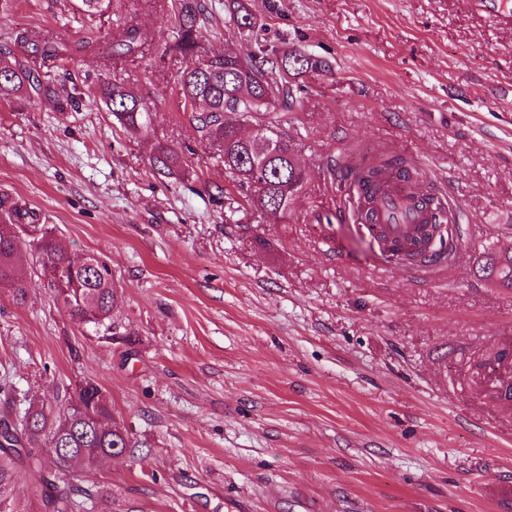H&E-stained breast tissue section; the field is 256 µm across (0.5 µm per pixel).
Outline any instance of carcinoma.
Masks as SVG:
<instances>
[{
	"mask_svg": "<svg viewBox=\"0 0 512 512\" xmlns=\"http://www.w3.org/2000/svg\"><path fill=\"white\" fill-rule=\"evenodd\" d=\"M208 2L181 0L177 48L188 63L177 79L178 94L181 103L191 108L197 131L221 148L224 170L237 182L247 204L261 214L272 213L275 222L281 223L292 211L307 172L298 162L288 134L266 122L264 116L277 108L293 109L295 95L288 78L324 71L326 64L302 49L288 47L269 50L259 46L261 55L273 57L262 68L251 56L230 51L210 53L200 36ZM77 4L79 12L94 16L104 13L110 0H77ZM225 7L239 34L257 35L258 21L246 0H227ZM144 42L136 27L125 29L119 39L105 45L84 40L71 44L54 37L31 40L18 33L15 49L0 55V98L8 99L21 91L38 97L53 93L49 83L31 67L32 59L63 61L84 51L122 59L138 54ZM100 90L108 111L122 126L135 133L148 131L150 107L144 98L106 77L100 80ZM229 114L251 121L253 133L242 135L238 124L227 119ZM182 164L183 151L174 145L158 146L151 160V167L159 174L170 175ZM389 171L410 183V169L397 157L365 163L351 174L357 182L371 184ZM418 202L430 211L431 222L422 240L404 250V258L432 265L447 256L453 240H445L449 227L441 224V208L435 205V197L420 192ZM35 218L9 190L0 188V289L8 290L16 303L25 302L27 283L17 270L30 259L73 321L102 325L110 320L116 288L108 263L97 256L96 267L89 268L69 259L49 228L35 223ZM479 273L500 288L512 289V253L488 252L479 264ZM50 441L64 452L54 455L57 471L43 478L36 493L44 512H70L73 489L67 478L69 468H91L99 462L93 453H108L113 448L123 451L130 447L131 437L113 422L112 404L92 381L77 385L66 409L58 413L36 407L16 421L1 418L0 512H14L8 500L17 465L42 466L39 448Z\"/></svg>",
	"mask_w": 512,
	"mask_h": 512,
	"instance_id": "1",
	"label": "carcinoma"
}]
</instances>
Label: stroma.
I'll return each instance as SVG.
<instances>
[{
	"label": "stroma",
	"instance_id": "35a3bbf8",
	"mask_svg": "<svg viewBox=\"0 0 512 512\" xmlns=\"http://www.w3.org/2000/svg\"><path fill=\"white\" fill-rule=\"evenodd\" d=\"M210 2L206 47L248 55ZM179 8L0 4V49L20 31L146 36L129 59L51 67L52 96L0 100V187L70 258L104 257L118 292L105 330L34 265L24 304L0 290V416L99 385L133 446L75 473L84 512L104 491L112 512H512V402L474 371L512 352V290L477 272L512 248V24L476 0H249L268 43L332 64L272 116L308 180L269 224L179 103ZM103 75L147 99L148 134L113 118ZM161 144L185 148L179 174L152 169ZM386 155L460 210L457 254L430 276L386 260L328 174Z\"/></svg>",
	"mask_w": 512,
	"mask_h": 512
}]
</instances>
